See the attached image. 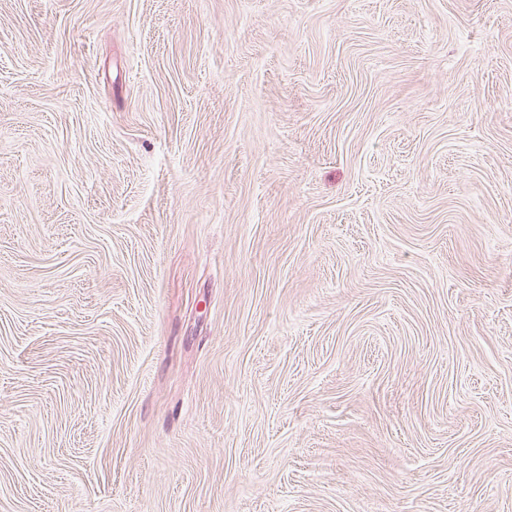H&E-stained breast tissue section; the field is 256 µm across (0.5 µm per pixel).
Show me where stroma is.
Returning a JSON list of instances; mask_svg holds the SVG:
<instances>
[{
  "instance_id": "1",
  "label": "stroma",
  "mask_w": 512,
  "mask_h": 512,
  "mask_svg": "<svg viewBox=\"0 0 512 512\" xmlns=\"http://www.w3.org/2000/svg\"><path fill=\"white\" fill-rule=\"evenodd\" d=\"M0 512H512V0H0Z\"/></svg>"
}]
</instances>
